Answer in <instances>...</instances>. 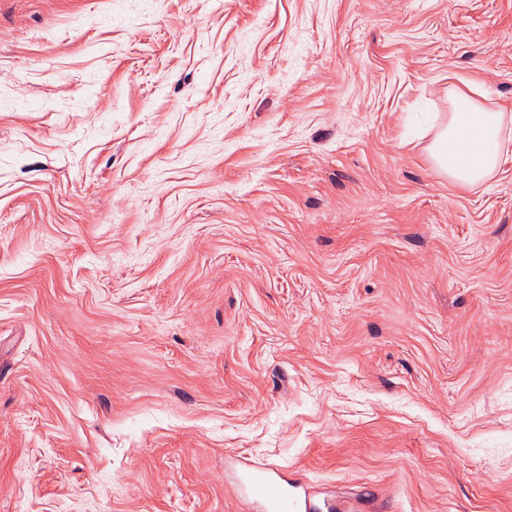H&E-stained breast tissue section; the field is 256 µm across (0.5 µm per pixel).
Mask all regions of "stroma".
Segmentation results:
<instances>
[{"instance_id":"obj_1","label":"stroma","mask_w":512,"mask_h":512,"mask_svg":"<svg viewBox=\"0 0 512 512\" xmlns=\"http://www.w3.org/2000/svg\"><path fill=\"white\" fill-rule=\"evenodd\" d=\"M512 0H0V512H512V159L438 174ZM237 491L252 499L256 512H317L319 507L300 480H285L271 468H247Z\"/></svg>"}]
</instances>
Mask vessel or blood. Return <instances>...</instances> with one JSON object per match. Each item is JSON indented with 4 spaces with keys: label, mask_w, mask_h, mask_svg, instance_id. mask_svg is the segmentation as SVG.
<instances>
[{
    "label": "vessel or blood",
    "mask_w": 512,
    "mask_h": 512,
    "mask_svg": "<svg viewBox=\"0 0 512 512\" xmlns=\"http://www.w3.org/2000/svg\"><path fill=\"white\" fill-rule=\"evenodd\" d=\"M237 491L251 500L254 512H318L304 482L284 479L271 468L245 469Z\"/></svg>",
    "instance_id": "1"
}]
</instances>
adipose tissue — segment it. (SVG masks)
I'll return each instance as SVG.
<instances>
[{
  "mask_svg": "<svg viewBox=\"0 0 512 512\" xmlns=\"http://www.w3.org/2000/svg\"><path fill=\"white\" fill-rule=\"evenodd\" d=\"M449 102L450 111L429 146L430 158L439 174L456 183H483L512 154L506 147L503 115L461 90Z\"/></svg>",
  "mask_w": 512,
  "mask_h": 512,
  "instance_id": "adipose-tissue-1",
  "label": "adipose tissue"
}]
</instances>
